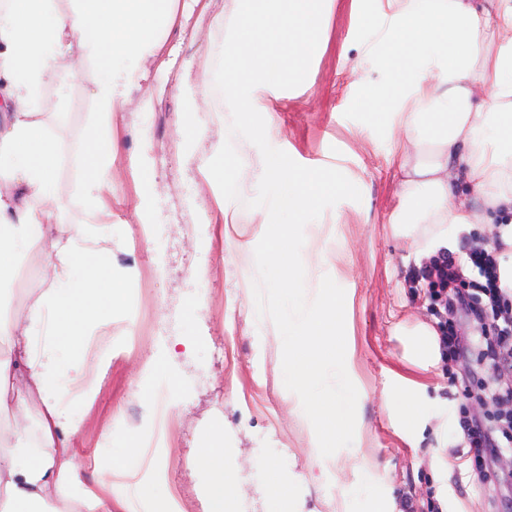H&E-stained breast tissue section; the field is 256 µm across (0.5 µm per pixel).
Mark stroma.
<instances>
[{"label":"stroma","instance_id":"35a3bbf8","mask_svg":"<svg viewBox=\"0 0 512 512\" xmlns=\"http://www.w3.org/2000/svg\"><path fill=\"white\" fill-rule=\"evenodd\" d=\"M225 0H207L162 33L170 63L141 64L146 78L128 97L112 126L120 150L112 164V265L130 270L127 303L114 315L110 337L93 336L75 359L87 374L100 351L112 366L84 425L73 438L84 481L111 470L131 436L154 424L147 399L168 409L165 448L127 468L125 482L162 470L186 512H203V485L191 452L216 428L224 430V461L233 476L235 512H266L264 475L275 468L290 496L291 512H399L401 495L418 512L439 503L442 512H490L493 490L474 484L462 461L446 458L456 441L457 403L441 357L416 352L420 327H434L415 273L423 258L417 237L399 224L408 205L399 183V156L415 161L430 143L390 130L388 118L358 109L362 84L383 85L389 73L374 63L383 45L374 36L387 0H333L327 49L306 85L265 95L275 127L269 143L307 167H332L361 191L305 228L301 257L306 286L330 276L345 291L347 373L358 391L353 443L322 457L299 397L286 389L282 340L269 318H258L253 296L254 249L266 230L265 209H249L259 151L229 137L225 115L209 109L213 61L224 41ZM199 86L190 107L178 87L183 75ZM95 69L62 68L45 89L60 154L52 221L81 223L85 199L81 157L94 121L90 91ZM149 110H141L142 98ZM194 120L203 143L179 134ZM232 140L244 167L241 199L227 201L208 163ZM137 158L148 178L135 183ZM153 236L144 239L142 225ZM157 359L150 375L141 368ZM417 423L405 417L406 408ZM110 448L99 446L104 426Z\"/></svg>","mask_w":512,"mask_h":512}]
</instances>
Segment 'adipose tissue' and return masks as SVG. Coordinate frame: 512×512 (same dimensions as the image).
Here are the masks:
<instances>
[{
  "label": "adipose tissue",
  "instance_id": "ef3b65f1",
  "mask_svg": "<svg viewBox=\"0 0 512 512\" xmlns=\"http://www.w3.org/2000/svg\"><path fill=\"white\" fill-rule=\"evenodd\" d=\"M174 0H7L0 7V281L21 258L49 244L50 270L23 312L0 300V512H129L124 486L83 483L69 438L83 424L112 365L111 350L92 374L72 378L67 355L112 325L126 303V282L112 272V181L117 154L112 115L142 78L145 58L163 62L159 30L178 21ZM380 63L389 82L360 96L408 137L435 144L433 155L402 162L403 221L431 224L435 239L454 224H476L467 199L448 180L512 212V0H404L393 14ZM97 70L91 98L95 133L83 157L87 226L48 221L58 151L41 92L54 66L74 58ZM75 384L81 411L60 390ZM34 413L37 435L19 422ZM196 449L193 469L205 487V512H232V488L216 430Z\"/></svg>",
  "mask_w": 512,
  "mask_h": 512
}]
</instances>
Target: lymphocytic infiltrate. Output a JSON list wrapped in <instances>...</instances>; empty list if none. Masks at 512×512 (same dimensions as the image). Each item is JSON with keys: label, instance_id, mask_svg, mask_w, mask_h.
Listing matches in <instances>:
<instances>
[{"label": "lymphocytic infiltrate", "instance_id": "obj_1", "mask_svg": "<svg viewBox=\"0 0 512 512\" xmlns=\"http://www.w3.org/2000/svg\"><path fill=\"white\" fill-rule=\"evenodd\" d=\"M511 253L499 230L488 241L431 256L421 268L456 389L460 439L448 454L467 462L478 484L493 487V512H512V280L501 275ZM472 402L483 406L482 416L470 415Z\"/></svg>", "mask_w": 512, "mask_h": 512}]
</instances>
